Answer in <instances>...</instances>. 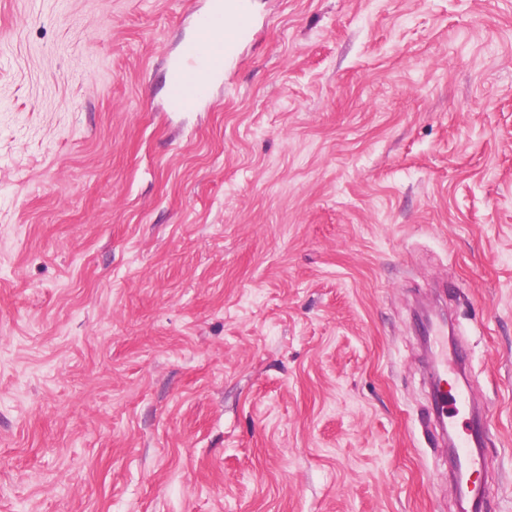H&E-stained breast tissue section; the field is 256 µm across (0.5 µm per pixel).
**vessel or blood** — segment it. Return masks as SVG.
Returning <instances> with one entry per match:
<instances>
[{"instance_id": "b4317fda", "label": "vessel or blood", "mask_w": 512, "mask_h": 512, "mask_svg": "<svg viewBox=\"0 0 512 512\" xmlns=\"http://www.w3.org/2000/svg\"><path fill=\"white\" fill-rule=\"evenodd\" d=\"M251 22L248 0H211L209 9L196 21L193 39L170 71V110H192L208 99L211 78L223 76L226 62L236 54ZM431 376L433 420L444 423L467 413L465 397L448 391L447 354L433 361ZM480 432V423H473L470 433L456 444L454 491L462 512H481L487 499V487L478 479L484 457L473 447Z\"/></svg>"}]
</instances>
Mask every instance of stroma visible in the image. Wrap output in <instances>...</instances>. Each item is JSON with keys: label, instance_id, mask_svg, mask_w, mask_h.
<instances>
[{"label": "stroma", "instance_id": "35a3bbf8", "mask_svg": "<svg viewBox=\"0 0 512 512\" xmlns=\"http://www.w3.org/2000/svg\"><path fill=\"white\" fill-rule=\"evenodd\" d=\"M0 0V512H512V0ZM252 22L247 0H212L196 21L195 35L170 71L168 107L181 112L197 108L210 94V79L224 75ZM432 412L430 417L440 421L448 428V419H453L460 414L468 412V404L465 397L458 391L448 394V352H442L432 362ZM469 419L472 423L471 432L455 444L457 470L454 491L461 511L481 512L487 499V487L475 476L483 472L484 457L480 450L471 448L472 443L479 438L481 425L477 420Z\"/></svg>", "mask_w": 512, "mask_h": 512}]
</instances>
